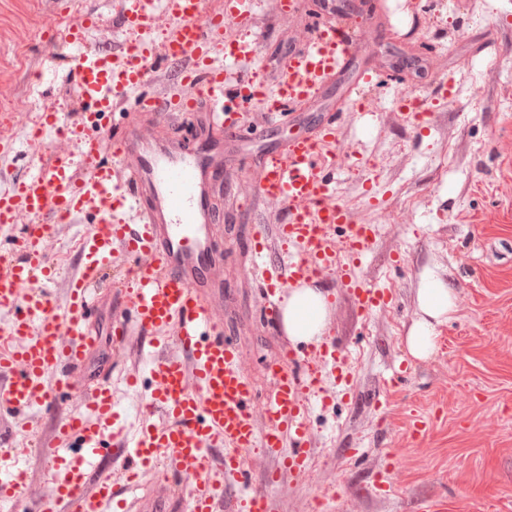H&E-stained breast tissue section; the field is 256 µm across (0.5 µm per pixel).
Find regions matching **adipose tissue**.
<instances>
[{"label": "adipose tissue", "mask_w": 512, "mask_h": 512, "mask_svg": "<svg viewBox=\"0 0 512 512\" xmlns=\"http://www.w3.org/2000/svg\"><path fill=\"white\" fill-rule=\"evenodd\" d=\"M421 317L407 338L410 355L418 360L431 356L436 349V327L447 320L454 307L453 295L445 282L426 274L419 288ZM329 300L327 292L312 282L290 289L279 307V323L291 341L313 343L319 340L327 322Z\"/></svg>", "instance_id": "1"}]
</instances>
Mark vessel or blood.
Here are the masks:
<instances>
[{
  "mask_svg": "<svg viewBox=\"0 0 512 512\" xmlns=\"http://www.w3.org/2000/svg\"><path fill=\"white\" fill-rule=\"evenodd\" d=\"M121 19L130 34L113 53L83 48V30L55 28L54 43L78 52L77 97L85 104L71 127L84 156L76 165L69 141L56 144L47 160L0 190V224L16 225L22 235L15 249L0 254V310L11 312L7 333L16 348L0 351V409L24 414L50 401L55 388L75 390L73 374L97 338L86 328L95 296L117 258L126 261L120 280L130 314L111 331L113 355L138 330L172 332L180 357L152 360L151 404L169 418L165 427L146 426L123 451L118 476L88 484L87 471L113 430L117 413L111 386L101 383L85 399L88 413H74L55 426L56 471L41 512H139V471L167 459L179 473H189V486H175L186 512H216L225 477L249 470L248 449H262L277 469L263 488L244 500L245 512H270V492L281 471L299 464L308 443L307 395L319 389L318 364L298 361L283 351L266 369L275 391L252 411L257 398L238 345L224 338V263L216 246L221 227L220 205L224 154L207 139L191 150L173 143L169 118L199 112L208 129L236 132L241 106L261 105L268 120L315 100L324 82L339 74L362 42L355 27L328 18L306 46L294 49L288 68L275 87L238 71L239 62L256 59L259 45L225 34L224 17L240 27L255 22L253 0H224L220 11L207 10L206 0H120ZM169 25L163 44L152 32L157 17ZM224 33L225 64L215 63L212 37ZM180 67L179 92H156L151 85L157 63ZM134 99L139 123L113 134L103 120L127 99ZM336 142V122L327 120L314 136L290 139L279 152L262 154L252 182L255 196L282 207L287 216L275 226L276 240L295 252L278 263L263 253L252 256L260 271L267 317L277 309L276 292L288 283L333 274L366 311L383 303L379 290L367 287L356 262L371 251L375 227L353 221L336 199V186L325 169L323 149ZM112 160L100 162L103 149ZM83 212L99 216L84 237L82 263L69 282V305L55 312L47 282L56 226ZM344 228L341 246L332 232ZM224 451L214 460L212 449Z\"/></svg>",
  "mask_w": 512,
  "mask_h": 512,
  "instance_id": "b4317fda",
  "label": "vessel or blood"
}]
</instances>
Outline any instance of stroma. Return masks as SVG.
<instances>
[{"mask_svg":"<svg viewBox=\"0 0 512 512\" xmlns=\"http://www.w3.org/2000/svg\"><path fill=\"white\" fill-rule=\"evenodd\" d=\"M266 35L252 69L267 78L284 68L296 32L326 18L320 0L283 26L267 0H257ZM362 0L358 20L370 23L374 42L354 56L321 97L270 125L245 121L239 140L224 145V337L243 353L260 394L273 380L265 369L285 346L276 321L266 319L244 247L261 226H273L283 209L247 199L255 160L282 150L288 140L314 134L331 116L339 120L337 144L348 151L336 165V195L353 219L374 224L372 250L357 274L389 294L371 312L336 276L321 277L330 294L322 336L337 362L321 373V398L310 403L304 469L284 473L272 492V512H512V0ZM116 0H0V189L46 155L53 138H30L28 112L53 107L70 125L80 109L72 87L77 54L53 44L47 24L73 16L97 20L84 46L111 51L128 38ZM418 54L424 74L394 69L400 53ZM382 75L373 88L358 85L362 69ZM447 94H440V85ZM427 114L398 108L404 87ZM98 223L83 214L63 224L50 260L53 306L65 309L67 283L79 269V239ZM434 272L452 288L455 306L436 327V350L414 359L405 338L418 320V288ZM121 289L99 295L87 319L98 335L82 374L87 384H112L128 425L153 389L142 376L126 387V368L145 363L148 339L129 338L126 360H111L110 328L128 314ZM78 397L37 408L31 430L0 413V451L26 447L21 466L25 512L50 485L53 429L78 410ZM425 429L413 438L414 420Z\"/></svg>","mask_w":512,"mask_h":512,"instance_id":"1","label":"stroma"}]
</instances>
